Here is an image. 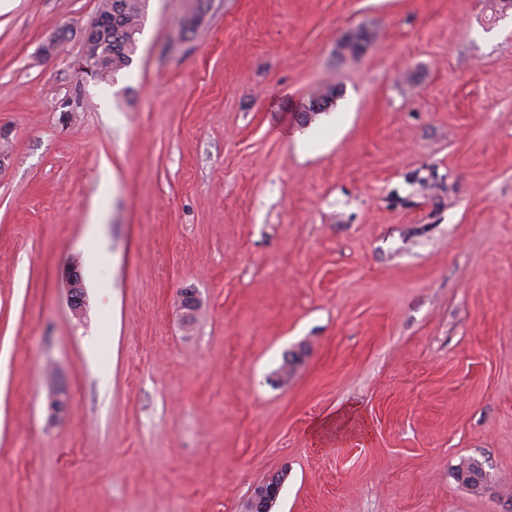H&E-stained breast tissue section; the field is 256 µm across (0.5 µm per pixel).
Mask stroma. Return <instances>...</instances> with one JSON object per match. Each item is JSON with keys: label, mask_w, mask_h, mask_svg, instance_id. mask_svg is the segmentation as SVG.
Wrapping results in <instances>:
<instances>
[{"label": "stroma", "mask_w": 512, "mask_h": 512, "mask_svg": "<svg viewBox=\"0 0 512 512\" xmlns=\"http://www.w3.org/2000/svg\"><path fill=\"white\" fill-rule=\"evenodd\" d=\"M98 3L0 14V512H512V8L148 0L101 82ZM68 300L73 313L81 316L84 313V287L80 274L76 269L72 270L68 276ZM462 465H465L467 468L465 470H459ZM461 466L458 467L459 470V478L463 480V482L469 487L472 493L476 495L484 494V492L480 491L482 488L485 490L488 489L487 485V476L483 470L481 463H479L475 459H468L462 462ZM465 474V478H462V474ZM283 482L282 474H272L254 486L247 512H270L276 503Z\"/></svg>", "instance_id": "35a3bbf8"}]
</instances>
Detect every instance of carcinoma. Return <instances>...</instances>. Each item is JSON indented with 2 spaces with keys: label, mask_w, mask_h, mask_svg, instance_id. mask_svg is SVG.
<instances>
[{
  "label": "carcinoma",
  "mask_w": 512,
  "mask_h": 512,
  "mask_svg": "<svg viewBox=\"0 0 512 512\" xmlns=\"http://www.w3.org/2000/svg\"><path fill=\"white\" fill-rule=\"evenodd\" d=\"M112 6V31L107 33L108 45H102L101 39L91 41L90 50L97 57V64L102 77L117 75L127 68L132 56L137 51V35L143 27L147 0H100L98 13H106L107 6ZM203 0H186L185 24L178 32L181 38L196 31L203 17ZM370 40L367 31H353L339 42L338 48L348 55L356 56L364 49V43ZM465 478L463 482L472 493L482 494L488 488L487 476L481 463L475 459L463 462Z\"/></svg>",
  "instance_id": "cac0c4a2"
}]
</instances>
